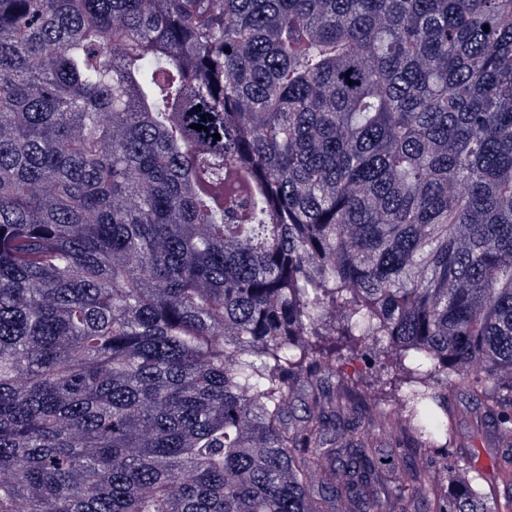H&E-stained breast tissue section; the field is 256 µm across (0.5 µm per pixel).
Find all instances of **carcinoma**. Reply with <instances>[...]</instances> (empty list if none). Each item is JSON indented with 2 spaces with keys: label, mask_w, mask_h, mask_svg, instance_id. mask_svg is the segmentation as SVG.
Masks as SVG:
<instances>
[{
  "label": "carcinoma",
  "mask_w": 512,
  "mask_h": 512,
  "mask_svg": "<svg viewBox=\"0 0 512 512\" xmlns=\"http://www.w3.org/2000/svg\"><path fill=\"white\" fill-rule=\"evenodd\" d=\"M455 391L512 406V0H0V512H500L380 453ZM336 365L360 392L380 399L386 408L396 406L398 392L394 386L398 384L400 372L383 353L364 347L344 350Z\"/></svg>",
  "instance_id": "carcinoma-1"
}]
</instances>
